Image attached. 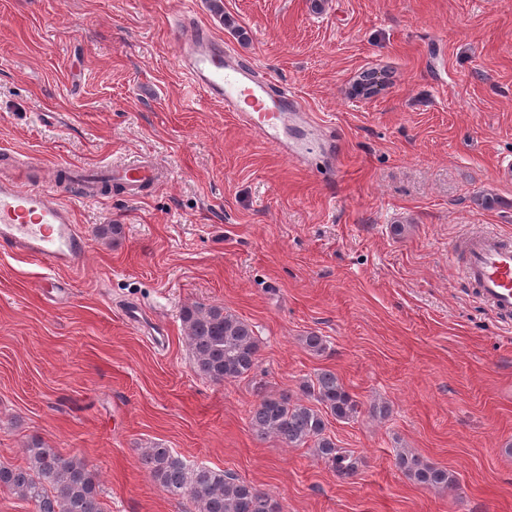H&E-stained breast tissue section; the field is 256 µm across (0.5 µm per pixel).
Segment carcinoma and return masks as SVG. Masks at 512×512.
Instances as JSON below:
<instances>
[{
  "mask_svg": "<svg viewBox=\"0 0 512 512\" xmlns=\"http://www.w3.org/2000/svg\"><path fill=\"white\" fill-rule=\"evenodd\" d=\"M183 330L192 352V368L215 382H232L255 372L258 338L252 326L221 305L194 304L182 310ZM303 397L269 393L257 386L249 425L260 439L274 437L288 447H307L341 478L354 476L361 459L336 446L327 434L328 417L350 420L360 403L331 370L316 373L302 387ZM26 465H0V487L34 504L36 512H106L97 475L79 457H65L40 438L25 448ZM141 463L170 495L190 501L196 512H280L273 497L234 473L207 466L190 467L169 448L154 446ZM395 465L408 480L438 492L456 485L448 470L430 465L402 449Z\"/></svg>",
  "mask_w": 512,
  "mask_h": 512,
  "instance_id": "cac0c4a2",
  "label": "carcinoma"
}]
</instances>
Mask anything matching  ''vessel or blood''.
<instances>
[{
    "label": "vessel or blood",
    "instance_id": "1",
    "mask_svg": "<svg viewBox=\"0 0 512 512\" xmlns=\"http://www.w3.org/2000/svg\"><path fill=\"white\" fill-rule=\"evenodd\" d=\"M191 83L210 99L223 103L264 143L292 160H301L299 148L288 141V123H310L311 116L288 88L225 52L222 43L190 19L178 24L172 41ZM106 175L138 196L140 187L154 186L155 169L136 161L108 167ZM0 246L70 269L87 249V240L63 202L57 185H30L0 179ZM468 261L461 277L478 294L500 323L512 328V241L492 229L467 242Z\"/></svg>",
    "mask_w": 512,
    "mask_h": 512
}]
</instances>
